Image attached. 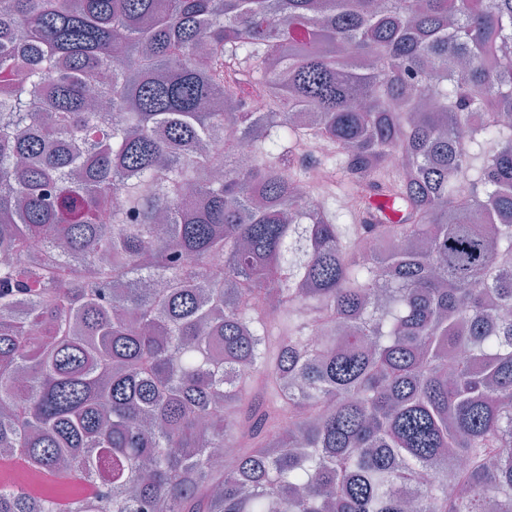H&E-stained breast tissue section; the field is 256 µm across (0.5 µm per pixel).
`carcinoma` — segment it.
Listing matches in <instances>:
<instances>
[{
  "label": "carcinoma",
  "mask_w": 512,
  "mask_h": 512,
  "mask_svg": "<svg viewBox=\"0 0 512 512\" xmlns=\"http://www.w3.org/2000/svg\"><path fill=\"white\" fill-rule=\"evenodd\" d=\"M509 115L512 0H0V512H512Z\"/></svg>",
  "instance_id": "cac0c4a2"
}]
</instances>
